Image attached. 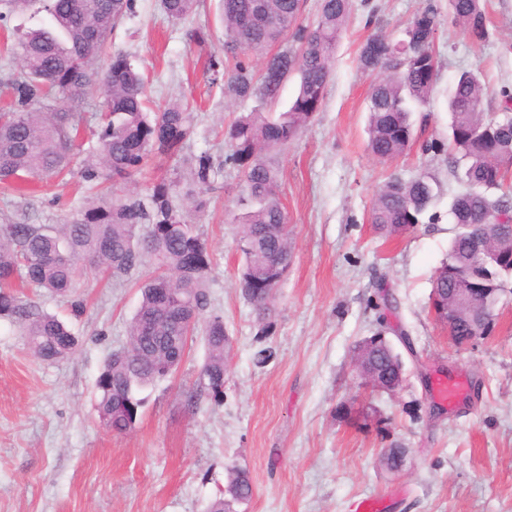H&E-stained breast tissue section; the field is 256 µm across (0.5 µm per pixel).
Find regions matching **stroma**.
I'll use <instances>...</instances> for the list:
<instances>
[{
    "instance_id": "stroma-1",
    "label": "stroma",
    "mask_w": 512,
    "mask_h": 512,
    "mask_svg": "<svg viewBox=\"0 0 512 512\" xmlns=\"http://www.w3.org/2000/svg\"><path fill=\"white\" fill-rule=\"evenodd\" d=\"M424 2L353 0L319 112L272 156L293 261L268 318L259 319L238 288V171L225 168L193 214L212 258L210 303L231 340L223 401L202 387L207 346L196 335L177 372L145 390L133 429L115 434L99 422L96 378L126 344L152 263L111 284L87 275L71 302L41 297L78 339L58 362L34 357L0 318V512H206L225 497L234 466L247 471L253 493L233 512H352L366 497L390 498V512H512V294L501 295L489 335L463 346L449 341L430 310L459 188L443 149L448 90L462 69L480 72L492 89L512 90V0H485V44L441 27L436 90L412 115V145L382 162L367 149L374 76L360 68L359 48L375 33L401 37ZM218 3L199 0L173 23L159 0H135L112 33L113 48L146 77L155 104L193 101L186 157L207 151L222 159L223 127L257 107L225 99L208 69L210 56L224 54ZM197 30L209 33L206 48L192 40ZM434 142L441 151L431 150ZM393 173L429 174L439 195L428 219L385 240L369 214ZM87 195L74 177L28 200L0 197V224H60L76 217ZM376 333L404 363L405 382L394 393L361 385L355 372V346ZM264 347L272 357L261 364L255 354ZM440 375L469 381L455 410L432 395ZM386 448L403 449L398 471L381 464Z\"/></svg>"
}]
</instances>
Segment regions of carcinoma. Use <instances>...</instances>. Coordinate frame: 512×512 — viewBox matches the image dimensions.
<instances>
[{"mask_svg":"<svg viewBox=\"0 0 512 512\" xmlns=\"http://www.w3.org/2000/svg\"><path fill=\"white\" fill-rule=\"evenodd\" d=\"M484 0H448V22L462 26L476 43L489 32ZM9 11L30 14L39 25L16 29L5 77L7 96L0 109V188L27 196L36 183L78 175L99 187L120 184L145 170L155 157L179 162L193 129V113L182 104L151 108L144 76L126 54L112 49V32L133 12L134 0H0ZM197 0H160L166 17L180 21ZM224 59L210 57L213 72L224 69V95L272 104L288 79L299 88L288 109L241 115L224 128L229 150L224 164L241 174L237 242L243 266L239 284L259 318L269 315L273 290L261 294L246 279L273 263L289 247L287 215L277 168L266 161L293 142L325 98L336 46L345 32L351 0H320L314 22L302 19L303 0H220ZM441 26L432 6L419 11L399 39L369 36L359 64L379 75L368 97V151L380 160L404 155L412 142L413 106L434 92ZM101 88V108L86 114L89 90ZM495 93L472 70L455 75L448 95V142L463 189L452 199L455 233L448 256L433 279L448 287L471 281L486 296L484 314L494 317L498 295L512 278V240L497 225L512 224V95L503 111L488 113ZM94 119L98 149L83 155L77 143ZM223 164L202 152L192 159L191 183L162 179L145 191L95 196L93 204L65 224H0V317L8 318L30 350L44 362L71 355L78 340L57 317L21 289L69 297L87 269L119 279L156 260V271L141 286L139 306L128 327L126 345L112 352L96 380L95 411L116 433L136 423L140 392L175 373L188 340L202 331L208 356L202 377L208 395L224 396L228 336L224 316L211 308L207 292L210 252L189 212L204 206L199 194L215 181ZM438 194L427 174L405 180L390 177L376 196L370 223L383 238L407 232ZM487 230L484 251L471 248V227ZM227 492L234 501L250 498L252 485L241 469L230 472Z\"/></svg>","mask_w":512,"mask_h":512,"instance_id":"cac0c4a2","label":"carcinoma"}]
</instances>
